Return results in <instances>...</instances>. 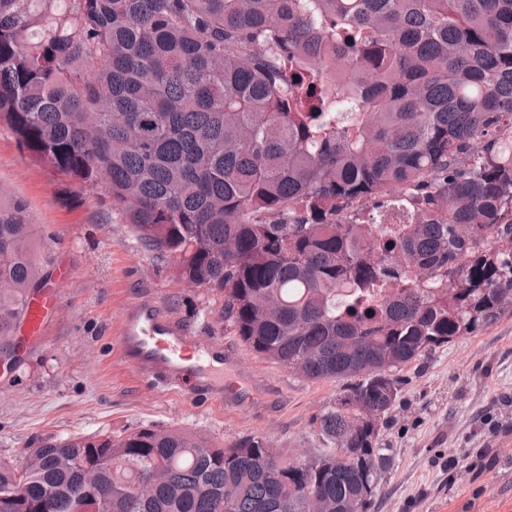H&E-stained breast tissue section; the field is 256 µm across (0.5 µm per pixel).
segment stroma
<instances>
[{"mask_svg": "<svg viewBox=\"0 0 512 512\" xmlns=\"http://www.w3.org/2000/svg\"><path fill=\"white\" fill-rule=\"evenodd\" d=\"M0 188L26 204L55 263L73 270L46 338L0 374V458L43 439L152 425L206 432L228 444L265 437L288 453L323 450L317 419L343 391L241 350L260 402L226 408L207 396L161 391L119 359L122 306L154 297L181 322L239 348L225 333L218 295L175 282L130 225L108 220L95 192L66 201L52 172L35 166L0 129ZM381 420L390 460L371 512H512V307L492 324L404 367Z\"/></svg>", "mask_w": 512, "mask_h": 512, "instance_id": "stroma-1", "label": "stroma"}]
</instances>
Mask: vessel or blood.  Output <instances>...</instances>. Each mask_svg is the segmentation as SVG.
Returning a JSON list of instances; mask_svg holds the SVG:
<instances>
[{
	"instance_id": "obj_1",
	"label": "vessel or blood",
	"mask_w": 512,
	"mask_h": 512,
	"mask_svg": "<svg viewBox=\"0 0 512 512\" xmlns=\"http://www.w3.org/2000/svg\"><path fill=\"white\" fill-rule=\"evenodd\" d=\"M57 302L58 291L51 286L31 301L24 321V344L43 340L49 314ZM118 349L121 362L155 388L168 390L190 383L213 402L236 407L253 398L249 390L224 382L225 369L239 374L246 371L238 353L192 330L153 298L136 299L123 306Z\"/></svg>"
}]
</instances>
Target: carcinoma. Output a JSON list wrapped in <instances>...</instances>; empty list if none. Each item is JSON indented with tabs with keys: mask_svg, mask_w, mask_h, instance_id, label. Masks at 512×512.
Listing matches in <instances>:
<instances>
[{
	"mask_svg": "<svg viewBox=\"0 0 512 512\" xmlns=\"http://www.w3.org/2000/svg\"><path fill=\"white\" fill-rule=\"evenodd\" d=\"M0 127L253 355L346 383L318 455L71 434L0 460V512H369L397 372L512 307V0H0ZM52 264L0 199L1 348Z\"/></svg>",
	"mask_w": 512,
	"mask_h": 512,
	"instance_id": "1",
	"label": "carcinoma"
}]
</instances>
